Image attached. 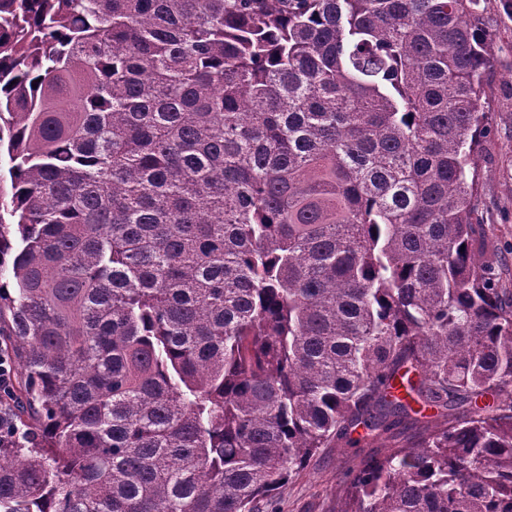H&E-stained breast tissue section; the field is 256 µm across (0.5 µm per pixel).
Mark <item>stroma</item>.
Wrapping results in <instances>:
<instances>
[{
    "label": "stroma",
    "instance_id": "stroma-1",
    "mask_svg": "<svg viewBox=\"0 0 512 512\" xmlns=\"http://www.w3.org/2000/svg\"><path fill=\"white\" fill-rule=\"evenodd\" d=\"M483 7L492 66L483 95L489 132L479 160L478 212L499 256L500 283L512 289V0H483ZM353 460V449H322L275 497L273 512H330Z\"/></svg>",
    "mask_w": 512,
    "mask_h": 512
}]
</instances>
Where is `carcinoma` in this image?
Listing matches in <instances>:
<instances>
[{"label":"carcinoma","instance_id":"carcinoma-1","mask_svg":"<svg viewBox=\"0 0 512 512\" xmlns=\"http://www.w3.org/2000/svg\"><path fill=\"white\" fill-rule=\"evenodd\" d=\"M480 5L0 0V512H512ZM354 448H322L263 511L329 512L354 463Z\"/></svg>","mask_w":512,"mask_h":512}]
</instances>
